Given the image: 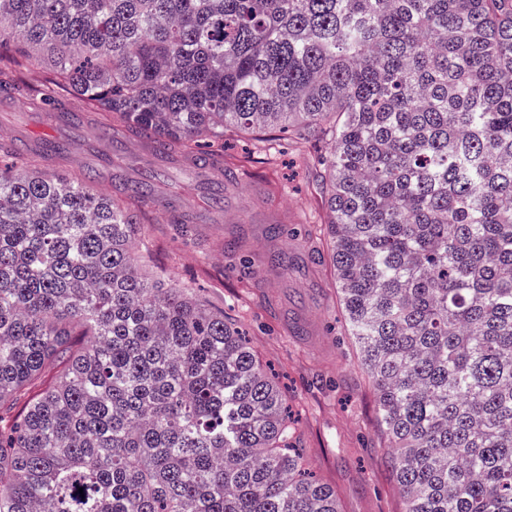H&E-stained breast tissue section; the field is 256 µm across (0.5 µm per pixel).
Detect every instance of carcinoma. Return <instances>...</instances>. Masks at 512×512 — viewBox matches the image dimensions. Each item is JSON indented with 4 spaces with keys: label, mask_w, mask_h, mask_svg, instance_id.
<instances>
[{
    "label": "carcinoma",
    "mask_w": 512,
    "mask_h": 512,
    "mask_svg": "<svg viewBox=\"0 0 512 512\" xmlns=\"http://www.w3.org/2000/svg\"><path fill=\"white\" fill-rule=\"evenodd\" d=\"M44 55L31 105L70 93L114 142H327L404 512H512V0H0V60ZM0 159V512H340L236 324L140 271L164 175Z\"/></svg>",
    "instance_id": "obj_1"
}]
</instances>
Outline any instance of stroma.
<instances>
[{
    "label": "stroma",
    "mask_w": 512,
    "mask_h": 512,
    "mask_svg": "<svg viewBox=\"0 0 512 512\" xmlns=\"http://www.w3.org/2000/svg\"><path fill=\"white\" fill-rule=\"evenodd\" d=\"M0 137L78 138L80 164L60 170L69 178L103 166L92 128L51 123L31 111L20 93L10 102L0 101ZM198 149L223 152L229 165L241 167L240 178L223 182L211 172L168 166L173 187L162 190V197L176 196L184 210L198 214L203 196L218 188L224 213L218 223L197 225L200 240L195 243L165 223L164 210H157L156 223L142 225L137 240L147 274L161 287L189 289L213 310L234 318L285 393L303 455L334 489L341 512H403L386 453L388 437L376 412V391L345 334L330 249L318 237L328 209L314 157L326 152V144L313 147L280 133L267 148L234 135L199 139ZM270 224L286 225L291 236L268 239ZM239 230L246 233L249 255L283 252L287 268L263 267L254 278L245 277L239 257L224 252L225 236ZM297 323L305 335L291 334Z\"/></svg>",
    "instance_id": "35a3bbf8"
}]
</instances>
